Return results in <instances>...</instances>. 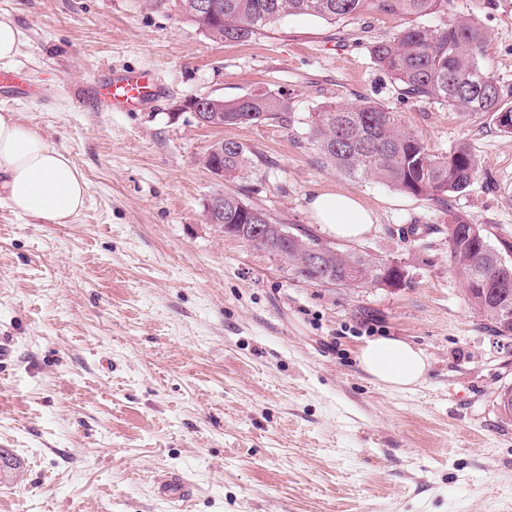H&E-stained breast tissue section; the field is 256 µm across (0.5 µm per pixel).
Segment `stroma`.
Segmentation results:
<instances>
[{
    "label": "stroma",
    "instance_id": "35a3bbf8",
    "mask_svg": "<svg viewBox=\"0 0 512 512\" xmlns=\"http://www.w3.org/2000/svg\"><path fill=\"white\" fill-rule=\"evenodd\" d=\"M22 32L7 70L30 88L0 115L64 150L84 209L49 224L0 202V512H512V339L486 328L448 264L451 213L512 241V134L491 114L400 95L371 55L402 17L291 16L246 42L216 41L179 0H0ZM473 17L481 57L512 104V0H452L423 26ZM150 72L154 107L88 101L95 77ZM288 99V124L199 126L184 100L255 90ZM369 100L428 148L479 162L450 210L373 180L351 181L308 139L321 106ZM234 140L259 159L238 181L289 229L329 236L315 193L354 196L374 217L355 248L401 263L398 288L301 279L287 260L224 236L202 164ZM418 236H411V227ZM402 339L429 360L395 391L360 367L366 340ZM195 486L173 509L160 474Z\"/></svg>",
    "mask_w": 512,
    "mask_h": 512
}]
</instances>
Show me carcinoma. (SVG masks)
<instances>
[{
  "label": "carcinoma",
  "mask_w": 512,
  "mask_h": 512,
  "mask_svg": "<svg viewBox=\"0 0 512 512\" xmlns=\"http://www.w3.org/2000/svg\"><path fill=\"white\" fill-rule=\"evenodd\" d=\"M198 0H180L181 8L216 40L246 42L259 30L285 16L310 15L323 19L355 18L369 11L389 15L422 16L448 9L450 0H212L213 18L196 16ZM486 34L475 19L453 21L439 28L408 22L393 38L376 42L372 57L398 84L401 95L423 102L441 100L461 112H485L504 133L512 134V106L504 102L498 82L480 64ZM224 124L256 123L268 119L288 121L287 105L275 99L219 98ZM309 138L322 159L352 180L374 178L395 189L448 208V198L465 192L478 174L476 157L461 144L445 155L431 152L424 140L407 130L401 115L385 106L364 101L353 106L321 107L308 124ZM255 161L244 147H224V171L236 181L252 172ZM237 206H224L220 221L228 225L253 224L238 204L241 193L224 190ZM478 224L455 214L448 224V262L463 283L471 307L492 325L495 336L512 337V263H494L485 247L512 248ZM319 240L307 232L288 240L285 259L299 277L326 276L339 285L381 283L384 260L367 253L336 248V255L315 269L299 261V254Z\"/></svg>",
  "instance_id": "cac0c4a2"
}]
</instances>
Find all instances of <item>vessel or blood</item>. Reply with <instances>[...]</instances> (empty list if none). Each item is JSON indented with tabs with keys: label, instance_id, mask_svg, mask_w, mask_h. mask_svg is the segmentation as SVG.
I'll list each match as a JSON object with an SVG mask.
<instances>
[{
	"label": "vessel or blood",
	"instance_id": "vessel-or-blood-1",
	"mask_svg": "<svg viewBox=\"0 0 512 512\" xmlns=\"http://www.w3.org/2000/svg\"><path fill=\"white\" fill-rule=\"evenodd\" d=\"M160 94V89L151 85L143 75L128 70L115 71L98 80L92 91L98 103L122 112L147 108L159 99ZM155 491L158 497L179 504L192 496L194 488L182 474L169 472L157 479Z\"/></svg>",
	"mask_w": 512,
	"mask_h": 512
}]
</instances>
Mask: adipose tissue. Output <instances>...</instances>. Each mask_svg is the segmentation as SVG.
Masks as SVG:
<instances>
[{
  "mask_svg": "<svg viewBox=\"0 0 512 512\" xmlns=\"http://www.w3.org/2000/svg\"><path fill=\"white\" fill-rule=\"evenodd\" d=\"M86 197L85 178L63 150L0 115V201L22 216L68 224L82 211ZM309 209L316 223L337 238H360L373 225L371 213L349 195L317 193ZM358 360L371 378L399 391L421 383L429 366L421 350L389 337L367 341Z\"/></svg>",
  "mask_w": 512,
  "mask_h": 512,
  "instance_id": "1",
  "label": "adipose tissue"
}]
</instances>
